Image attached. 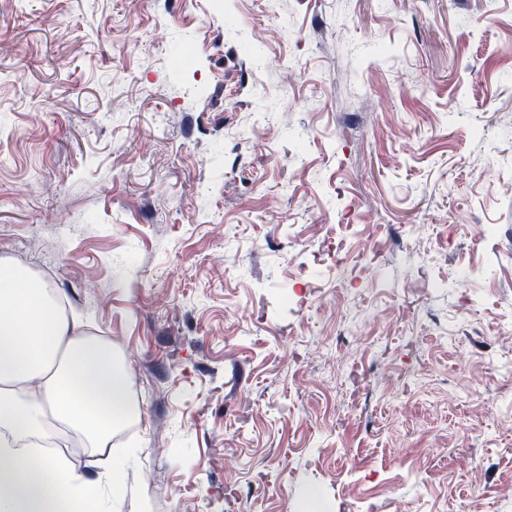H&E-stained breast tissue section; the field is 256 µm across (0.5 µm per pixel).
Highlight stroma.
<instances>
[{"mask_svg": "<svg viewBox=\"0 0 512 512\" xmlns=\"http://www.w3.org/2000/svg\"><path fill=\"white\" fill-rule=\"evenodd\" d=\"M0 257L123 512H512V0H0Z\"/></svg>", "mask_w": 512, "mask_h": 512, "instance_id": "obj_1", "label": "stroma"}]
</instances>
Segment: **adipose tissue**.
<instances>
[{
  "label": "adipose tissue",
  "instance_id": "obj_1",
  "mask_svg": "<svg viewBox=\"0 0 512 512\" xmlns=\"http://www.w3.org/2000/svg\"><path fill=\"white\" fill-rule=\"evenodd\" d=\"M134 412L127 360L62 316L28 269L0 258V512H69L82 500L89 512H120V496L35 457L32 442L64 427L103 453Z\"/></svg>",
  "mask_w": 512,
  "mask_h": 512
}]
</instances>
